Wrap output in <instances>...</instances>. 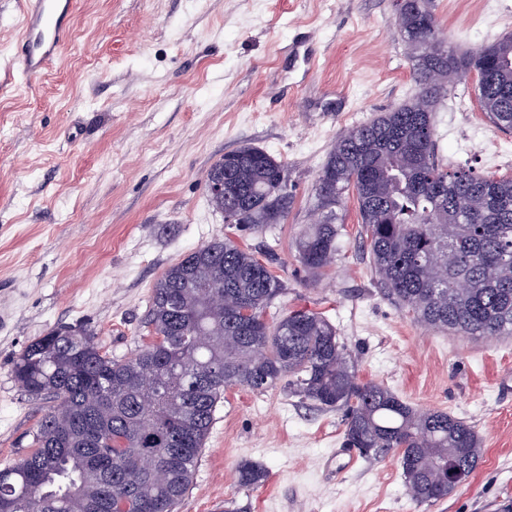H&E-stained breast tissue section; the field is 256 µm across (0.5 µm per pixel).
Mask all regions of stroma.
Wrapping results in <instances>:
<instances>
[{"label": "stroma", "instance_id": "obj_1", "mask_svg": "<svg viewBox=\"0 0 512 512\" xmlns=\"http://www.w3.org/2000/svg\"><path fill=\"white\" fill-rule=\"evenodd\" d=\"M449 43L473 51L512 33V0H433ZM396 0H77L55 64L19 61L20 0H0V468L29 450L48 409L15 385V357L60 325H85L103 353L133 356L161 273L224 238L268 261L287 289L267 312H321L363 382L472 423L484 456L447 500L415 504L396 457L345 447L342 414L291 393L225 391L179 512H495L512 501V335L425 328L375 278L354 195L333 264L297 260L317 218L337 137L408 100L412 62ZM317 71H310V60ZM457 82L434 114L448 167L512 176V134ZM258 146L286 164L288 219L250 234L210 204L224 152ZM269 473L241 493V460Z\"/></svg>", "mask_w": 512, "mask_h": 512}]
</instances>
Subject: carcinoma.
<instances>
[{"mask_svg":"<svg viewBox=\"0 0 512 512\" xmlns=\"http://www.w3.org/2000/svg\"><path fill=\"white\" fill-rule=\"evenodd\" d=\"M397 26L410 50L415 92L341 135L321 169V220L299 238L312 273L338 250L336 206L355 193L371 266L413 320L454 336L512 335V177L450 170L436 152L433 112L460 77L476 82L492 126L512 132V34L476 60L441 38L431 0H412ZM226 212L244 201L261 231L288 218L284 164L249 144L224 153ZM286 293L268 263L231 241L201 246L157 279L132 357L102 353L93 330L61 326L29 343L12 366L30 398L51 400L33 449L0 468V512H174L189 493L224 391L289 389L343 411L345 444L366 459L398 454L411 499L436 503L469 481L483 459L473 426L442 409L419 410L389 387L358 379L352 352L319 312L266 318ZM237 489L268 480L252 461Z\"/></svg>","mask_w":512,"mask_h":512,"instance_id":"carcinoma-1","label":"carcinoma"}]
</instances>
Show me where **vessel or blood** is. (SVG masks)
Here are the masks:
<instances>
[{
  "label": "vessel or blood",
  "mask_w": 512,
  "mask_h": 512,
  "mask_svg": "<svg viewBox=\"0 0 512 512\" xmlns=\"http://www.w3.org/2000/svg\"><path fill=\"white\" fill-rule=\"evenodd\" d=\"M73 0H25L22 65L31 74L44 73L65 40V20Z\"/></svg>",
  "instance_id": "b4317fda"
}]
</instances>
